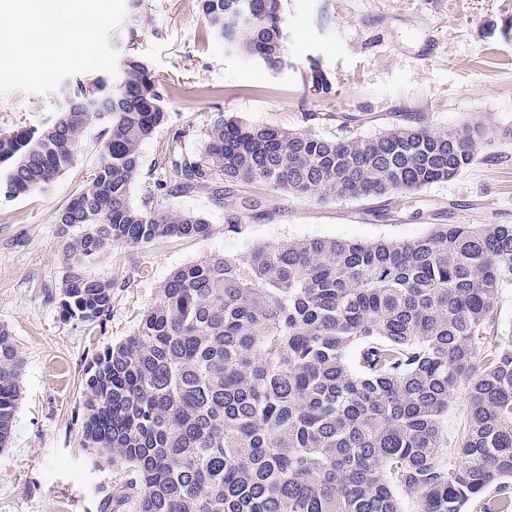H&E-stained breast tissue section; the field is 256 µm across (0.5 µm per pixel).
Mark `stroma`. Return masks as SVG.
I'll return each instance as SVG.
<instances>
[{
	"label": "stroma",
	"mask_w": 512,
	"mask_h": 512,
	"mask_svg": "<svg viewBox=\"0 0 512 512\" xmlns=\"http://www.w3.org/2000/svg\"><path fill=\"white\" fill-rule=\"evenodd\" d=\"M281 17L289 67L274 72L210 37L197 0H142L127 10L110 44L119 52L133 45L159 78L167 109L140 149L133 203L158 162L200 149L208 120L220 115L333 138L343 122L371 137L416 112L438 129L489 126L482 158L452 180L369 200L321 202L233 182L222 183L219 198L158 192L156 210L202 214L212 231L116 247L87 265L89 276L116 283L99 327L63 317L58 288L66 268L57 216L96 163L103 125L92 122L74 165L48 191L0 196V326L23 357L14 431L0 449V512H108L129 471L80 444L84 371L136 331L176 269L211 254L243 259L286 239L407 240L435 224H512V0H281ZM314 64L325 89L312 84ZM64 107L60 89L12 92L0 99V134L42 128ZM314 112L331 119L311 120ZM247 197L259 207L242 209ZM234 208L239 233L224 227Z\"/></svg>",
	"instance_id": "1"
}]
</instances>
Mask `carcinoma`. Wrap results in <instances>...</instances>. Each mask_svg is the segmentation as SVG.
<instances>
[{"mask_svg":"<svg viewBox=\"0 0 512 512\" xmlns=\"http://www.w3.org/2000/svg\"><path fill=\"white\" fill-rule=\"evenodd\" d=\"M224 47L288 65L280 0H199ZM122 79L66 88L39 130L0 138V196L46 191L105 122L87 187L60 212L64 316L100 324L110 279L85 273L114 246L205 238L200 214L152 209L155 192L258 183L326 202L380 198L455 178L488 140L482 124L433 129L414 113L373 137L328 138L219 116L201 149L162 161L131 200L140 147L165 122L158 79L135 54ZM178 180H168L167 166ZM512 224H435L411 240L310 238L210 255L177 269L124 342L87 369L81 444L132 478L113 501L137 512H512ZM23 366L0 326V448ZM463 392L451 462L444 419Z\"/></svg>","mask_w":512,"mask_h":512,"instance_id":"1","label":"carcinoma"}]
</instances>
